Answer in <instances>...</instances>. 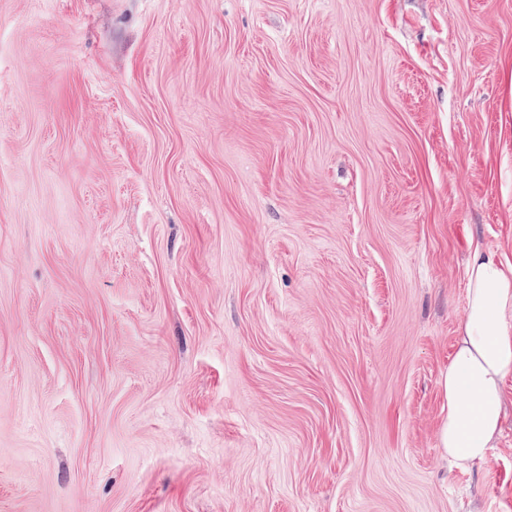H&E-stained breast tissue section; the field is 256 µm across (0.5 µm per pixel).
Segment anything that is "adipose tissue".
Listing matches in <instances>:
<instances>
[{
	"instance_id": "obj_1",
	"label": "adipose tissue",
	"mask_w": 512,
	"mask_h": 512,
	"mask_svg": "<svg viewBox=\"0 0 512 512\" xmlns=\"http://www.w3.org/2000/svg\"><path fill=\"white\" fill-rule=\"evenodd\" d=\"M467 307L444 388L440 441L456 467L485 460L500 435L503 383L512 374V264L474 247L466 268Z\"/></svg>"
}]
</instances>
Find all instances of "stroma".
<instances>
[{"label":"stroma","instance_id":"stroma-1","mask_svg":"<svg viewBox=\"0 0 512 512\" xmlns=\"http://www.w3.org/2000/svg\"><path fill=\"white\" fill-rule=\"evenodd\" d=\"M512 263V0H0V512H512L443 378Z\"/></svg>","mask_w":512,"mask_h":512}]
</instances>
